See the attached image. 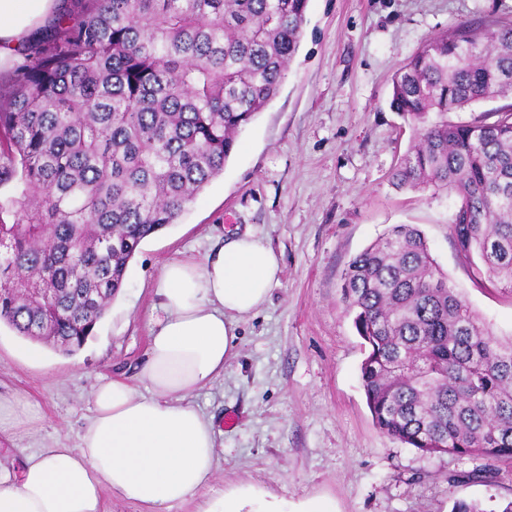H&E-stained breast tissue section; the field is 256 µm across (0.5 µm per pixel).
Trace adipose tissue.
Returning <instances> with one entry per match:
<instances>
[{"mask_svg":"<svg viewBox=\"0 0 512 512\" xmlns=\"http://www.w3.org/2000/svg\"><path fill=\"white\" fill-rule=\"evenodd\" d=\"M57 0H0V66L58 16ZM275 250L251 231L218 239L203 257L182 256L161 271L164 312L151 327L135 380L115 377L93 393L92 417L73 448H42L19 466L0 465V512H105V496L169 512H334L321 497L295 505L237 486L201 501L213 479L218 425L190 394L223 376L237 355L238 317L258 311L280 282ZM146 384L141 394L138 384Z\"/></svg>","mask_w":512,"mask_h":512,"instance_id":"adipose-tissue-1","label":"adipose tissue"}]
</instances>
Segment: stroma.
Segmentation results:
<instances>
[{"instance_id": "1", "label": "stroma", "mask_w": 512, "mask_h": 512, "mask_svg": "<svg viewBox=\"0 0 512 512\" xmlns=\"http://www.w3.org/2000/svg\"><path fill=\"white\" fill-rule=\"evenodd\" d=\"M493 20H512V0H309L278 95L177 223L143 241L84 347L63 354L0 323V397L14 403L0 463L76 446L95 387L135 377L146 359L163 265L248 229L279 254L282 272L268 304L240 318L231 365L192 396L221 429L206 497L252 484L291 504L323 497L336 512H452L458 500L493 512L511 501L512 465L474 482L482 458L427 456L379 432L341 298L349 261L392 225L413 224L471 308L496 336H512V294L479 284L454 245L455 197L391 181L411 139L390 108L394 74L427 39Z\"/></svg>"}]
</instances>
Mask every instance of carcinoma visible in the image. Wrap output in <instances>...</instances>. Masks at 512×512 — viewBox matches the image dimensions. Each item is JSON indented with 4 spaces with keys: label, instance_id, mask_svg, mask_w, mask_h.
I'll return each instance as SVG.
<instances>
[{
    "label": "carcinoma",
    "instance_id": "obj_1",
    "mask_svg": "<svg viewBox=\"0 0 512 512\" xmlns=\"http://www.w3.org/2000/svg\"><path fill=\"white\" fill-rule=\"evenodd\" d=\"M309 0H86L43 36L0 105V321L71 354L125 284L140 244L176 223L224 171L239 133L278 94ZM512 97V21L462 22L393 78L411 125L392 180L453 193L458 251L512 292V104L497 119L451 112ZM41 288L46 308L30 299ZM364 341L377 429L424 454L478 456L470 477L512 462V337L493 334L432 257L423 233L390 227L341 286ZM512 99L489 100L472 105L464 112H453L448 114V121L452 122H471L474 120H483L485 122H493L497 117L487 115L499 106L511 103Z\"/></svg>",
    "mask_w": 512,
    "mask_h": 512
}]
</instances>
